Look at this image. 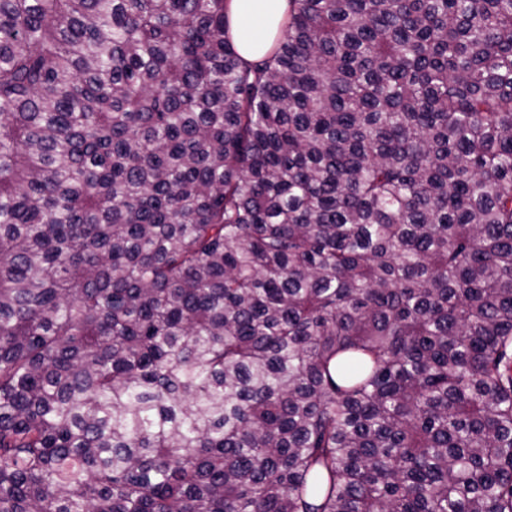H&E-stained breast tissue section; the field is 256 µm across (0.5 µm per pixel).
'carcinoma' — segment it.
I'll use <instances>...</instances> for the list:
<instances>
[{
  "label": "carcinoma",
  "instance_id": "carcinoma-1",
  "mask_svg": "<svg viewBox=\"0 0 512 512\" xmlns=\"http://www.w3.org/2000/svg\"><path fill=\"white\" fill-rule=\"evenodd\" d=\"M0 0V512H512V0ZM226 11L239 54L247 61H257L262 51L255 45L269 29L286 20L288 0H228Z\"/></svg>",
  "mask_w": 512,
  "mask_h": 512
}]
</instances>
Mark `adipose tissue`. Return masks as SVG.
Segmentation results:
<instances>
[{
  "label": "adipose tissue",
  "instance_id": "adipose-tissue-1",
  "mask_svg": "<svg viewBox=\"0 0 512 512\" xmlns=\"http://www.w3.org/2000/svg\"><path fill=\"white\" fill-rule=\"evenodd\" d=\"M231 34L239 54L248 61L261 58L256 45L288 16V0H227Z\"/></svg>",
  "mask_w": 512,
  "mask_h": 512
}]
</instances>
